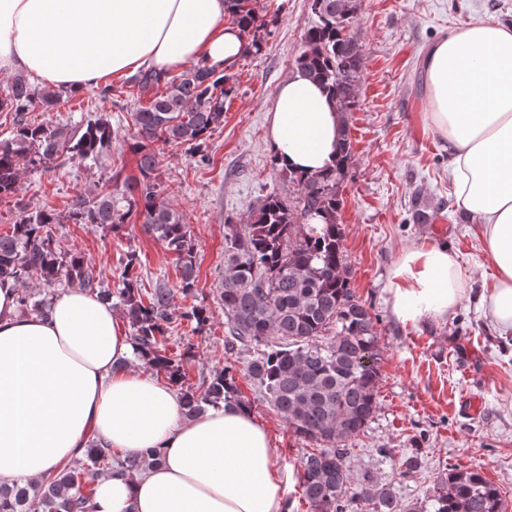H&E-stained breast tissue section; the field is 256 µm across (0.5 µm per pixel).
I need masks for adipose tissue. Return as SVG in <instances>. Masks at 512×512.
<instances>
[{
  "label": "adipose tissue",
  "mask_w": 512,
  "mask_h": 512,
  "mask_svg": "<svg viewBox=\"0 0 512 512\" xmlns=\"http://www.w3.org/2000/svg\"><path fill=\"white\" fill-rule=\"evenodd\" d=\"M243 51L225 0H0V76L78 90L114 75L190 64L230 71ZM426 122L448 148L459 206L479 219L496 284L485 301L512 334V30L479 20L425 59ZM341 117L295 72L277 87L268 138L275 164L333 165ZM463 270L448 248L405 250L387 285L403 323L448 313ZM0 281V484L40 480L90 443L160 450L158 465L95 484V512H284L283 474L265 425L225 405L184 418L171 386L129 367L134 348L112 307L82 288L27 315Z\"/></svg>",
  "instance_id": "adipose-tissue-1"
}]
</instances>
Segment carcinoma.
Returning <instances> with one entry per match:
<instances>
[{
  "mask_svg": "<svg viewBox=\"0 0 512 512\" xmlns=\"http://www.w3.org/2000/svg\"><path fill=\"white\" fill-rule=\"evenodd\" d=\"M227 4L229 19L245 37L243 55L259 53L265 22L257 0ZM311 7L318 22L305 34L295 70L322 86L341 115L337 162L317 174L288 173L295 196L287 200L270 194L247 224H225L224 270L218 278L227 322L224 350L254 349L247 374L293 432L309 443L299 482V499L309 512H350L355 503L365 512H419L404 504L391 484L367 471L355 476L347 463L348 443L365 431L378 409L381 361L378 320L350 286L338 224L339 184L353 158L349 115L359 104L362 45L353 31L357 0H312ZM134 84L136 96L145 100L130 112L127 146L137 156L136 173L116 171L99 190L72 197L63 214L22 209L12 231L0 235V280L11 278L21 286L19 305L27 314L42 313L60 284L116 302L128 319L138 359L176 388L184 416L228 400L246 407L235 364L228 362L193 385L187 366L195 360L194 346L169 347L182 324L194 334L209 330L206 306L194 303L179 312L175 291L166 284L141 287L133 251L120 259L118 284L112 289L83 255L61 250L54 239V224H85L118 234L132 217H141L148 233L178 256L177 292L185 300L195 298L196 252L189 225L164 196L152 145H182L199 162H210L207 140L224 122L233 76L194 64L177 77L143 72ZM59 97L25 75L0 93V112L13 113V130L0 140V200L16 194L22 159L43 167L64 154L82 165L97 162L112 148V124L102 116L71 129L29 119L38 108L50 111ZM34 278L45 285L40 297L27 288ZM158 463L150 448L119 456L94 445L38 483L0 485V512H93L98 476L117 470L133 477ZM430 508L506 512L500 488L479 471L460 466L448 468L434 487Z\"/></svg>",
  "mask_w": 512,
  "mask_h": 512,
  "instance_id": "cac0c4a2",
  "label": "carcinoma"
}]
</instances>
